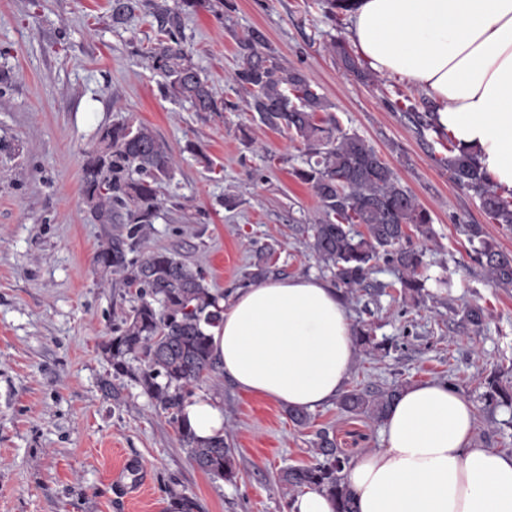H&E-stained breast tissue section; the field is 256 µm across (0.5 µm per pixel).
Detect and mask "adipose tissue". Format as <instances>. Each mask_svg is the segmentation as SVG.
Here are the masks:
<instances>
[{
    "mask_svg": "<svg viewBox=\"0 0 512 512\" xmlns=\"http://www.w3.org/2000/svg\"><path fill=\"white\" fill-rule=\"evenodd\" d=\"M349 38L368 66L426 92L440 126L512 191V0H354ZM338 292L315 277L265 279L224 304L212 344L246 393L316 410L342 392L356 350ZM197 437L223 432L207 396L184 407ZM473 404L416 383L381 424L380 448L345 472L358 512H512V455L473 441Z\"/></svg>",
    "mask_w": 512,
    "mask_h": 512,
    "instance_id": "obj_1",
    "label": "adipose tissue"
}]
</instances>
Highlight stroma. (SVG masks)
Listing matches in <instances>:
<instances>
[{"label":"stroma","mask_w":512,"mask_h":512,"mask_svg":"<svg viewBox=\"0 0 512 512\" xmlns=\"http://www.w3.org/2000/svg\"><path fill=\"white\" fill-rule=\"evenodd\" d=\"M347 27L346 15L329 16L320 0H224L223 17L188 15L183 34L214 92L237 103V40L262 31L265 53L302 70L342 129L374 147L431 213L421 301L404 297L381 265L373 278L384 294L346 303L354 323L392 342L356 354L347 389L453 377L478 420L497 421L495 450L512 453V410L488 411L483 399L484 374L512 370V290L489 284L461 227L483 225L507 252L512 228L490 222L475 195L451 181L447 140L417 122L423 91L395 78L360 79L330 54L331 43L348 42ZM156 31L144 11L113 27L111 0H0V72L8 75L0 138L19 148L0 155V512H174L179 494L193 497L198 512H289L278 473L308 462L317 430H333L353 459L380 445L377 425L338 404L312 411L301 427L284 406L220 375L199 392L224 408L239 466L227 482L190 462L141 388L125 385L117 401L103 391L112 367L102 345L131 295L116 283L101 287L92 263L105 227L88 213L81 168L101 127L146 124L176 156L148 249L176 254L228 296L267 243L274 277L332 278L291 230L320 211L292 174L303 160L299 144L245 108L197 112L165 94L144 56ZM191 143L203 157L188 151ZM228 195L235 207H225ZM469 303L485 310L481 333L460 322Z\"/></svg>","instance_id":"1"}]
</instances>
